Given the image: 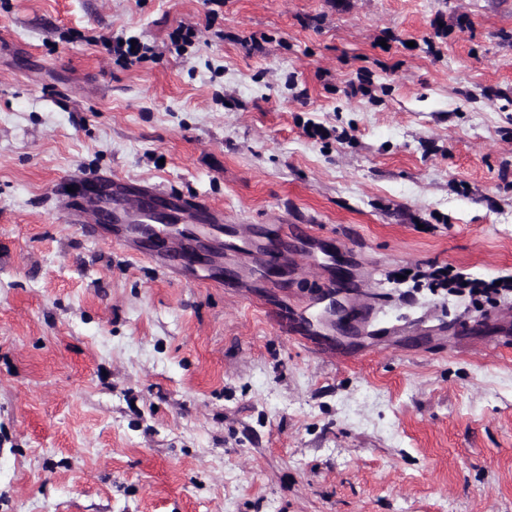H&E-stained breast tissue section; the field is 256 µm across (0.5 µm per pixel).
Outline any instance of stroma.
I'll use <instances>...</instances> for the list:
<instances>
[{"mask_svg":"<svg viewBox=\"0 0 512 512\" xmlns=\"http://www.w3.org/2000/svg\"><path fill=\"white\" fill-rule=\"evenodd\" d=\"M207 10L0 0V512H512V293L424 277L512 274V0ZM77 173L279 225L287 280L132 256ZM341 278L356 332L269 320ZM134 40V43H131ZM104 46L110 54L117 56V60L131 61L132 58L140 59L149 48L142 42L135 39L122 40L116 39L113 43L112 40H104ZM132 44H135V50H132ZM454 267L448 265V267H442L434 270L431 273V277L433 281H435V286L443 289H447L462 293L465 290H468V293L471 296H486L490 295H498L501 291H511L512 290V278L504 277V278H495L491 281H486L483 279H473L470 277H466L461 272L454 273ZM501 281L500 285H495V282Z\"/></svg>","mask_w":512,"mask_h":512,"instance_id":"35a3bbf8","label":"stroma"}]
</instances>
